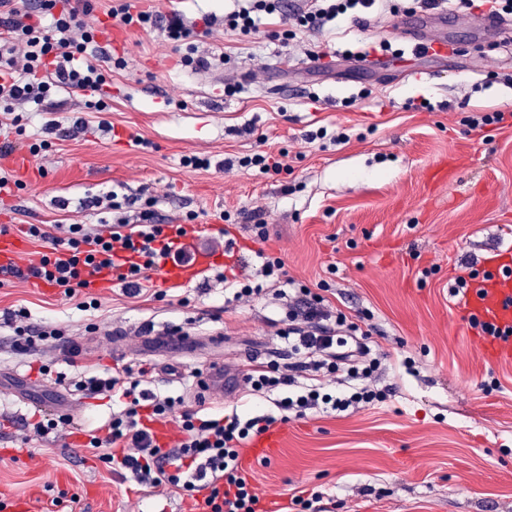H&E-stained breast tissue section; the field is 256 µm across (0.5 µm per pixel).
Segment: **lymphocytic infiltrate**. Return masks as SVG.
Returning <instances> with one entry per match:
<instances>
[{
	"label": "lymphocytic infiltrate",
	"mask_w": 512,
	"mask_h": 512,
	"mask_svg": "<svg viewBox=\"0 0 512 512\" xmlns=\"http://www.w3.org/2000/svg\"><path fill=\"white\" fill-rule=\"evenodd\" d=\"M375 6L392 13L398 10L394 0H302L282 31V40L322 33L340 17ZM279 9L280 0H240L236 10L222 17L204 16L202 22L208 31L220 25L249 37L258 32L262 16ZM91 10V0H0L1 156L16 150L15 137L22 132L15 105L42 103L62 89L81 97L86 109H106L105 66L111 57L102 48L92 54L87 51L96 38L85 22ZM106 14L127 25L159 30L174 44L194 34L179 15L138 10L132 0H116ZM83 205L99 211L98 223L23 227L26 237L47 244L48 251L22 272L11 263L0 265V287L7 278L21 275L60 288L73 298L97 281L113 279L135 297L146 290L160 263L186 265L194 259L193 249L182 242L189 232L186 226L169 230L156 223L149 210L142 211L135 224L113 218L117 204L110 191L84 200ZM249 232L257 245L253 260L236 258L225 265L220 278L228 304L262 299L270 282L279 285L278 295L286 301L287 324L277 335L288 346L290 362L252 360L243 369L252 394H276L279 417L244 419L235 412L199 415L184 408L181 398L145 389L151 369L136 360L71 381L62 374L55 378L56 384H70L84 396L108 393L121 404L104 434L89 438L88 448L111 468L129 472L138 485L181 491L188 512H271L242 468L245 445L275 422L302 419L311 412L335 416L386 397L374 386L381 359L367 344V332L345 312L331 310L325 295L288 278L282 258L263 248L269 239L266 225H251ZM6 320L14 329L16 351L50 346L67 363L81 354L62 329L33 328L26 309L7 312ZM174 415L179 418L178 438L161 441L154 427Z\"/></svg>",
	"instance_id": "1"
}]
</instances>
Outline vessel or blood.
I'll return each instance as SVG.
<instances>
[{
  "label": "vessel or blood",
  "mask_w": 512,
  "mask_h": 512,
  "mask_svg": "<svg viewBox=\"0 0 512 512\" xmlns=\"http://www.w3.org/2000/svg\"><path fill=\"white\" fill-rule=\"evenodd\" d=\"M217 265L216 257L198 255L189 265L167 263L156 273V282L163 288H180L204 281ZM465 325L485 324L494 327L495 335L481 338L485 357L492 361L512 360V258L499 253L485 259L460 303ZM195 337L184 333H154L145 335L146 347L170 346L181 350L192 349ZM223 383V366L210 364L196 378L197 396L207 401L216 398Z\"/></svg>",
  "instance_id": "obj_1"
}]
</instances>
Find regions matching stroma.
Masks as SVG:
<instances>
[{
    "mask_svg": "<svg viewBox=\"0 0 512 512\" xmlns=\"http://www.w3.org/2000/svg\"><path fill=\"white\" fill-rule=\"evenodd\" d=\"M161 13L178 11L196 23L223 15L237 0H146ZM404 13L369 11L337 22L325 37L332 48L396 39ZM468 14H455L440 38L445 50L368 66L339 57L318 61L302 44H283L282 15L264 17L258 33L241 38L216 27L177 47L156 32L110 22L122 66L108 76V108L94 112L81 98L58 92L24 103L28 159L24 187L0 199V224H94L83 200L111 190L122 216L137 222L151 209L158 223L196 219L197 250H211L209 228L231 215L234 233L249 241V225L270 231L269 249L289 277L309 288L329 284L331 304L368 331L387 356L378 388L385 401L340 416L313 414L276 423L266 458L242 465L266 502L289 505L295 490L322 493L324 512H512V361L492 362L460 324L458 277L496 251L512 246V119L471 129L469 117L512 110V41L477 37ZM217 66H182L189 50ZM238 85L234 96L225 83ZM89 129L73 134L69 117ZM59 120L45 135L48 120ZM326 127L349 140L319 149L307 132ZM149 139V151L131 138ZM265 143H258L257 135ZM49 140L30 155L28 144ZM263 150L283 154L284 168L268 175L224 159ZM186 155L210 159L195 171ZM449 168L450 180L439 171ZM68 209H59V201ZM96 309L43 290L21 277L0 288V313L26 308L31 325L68 329L84 348L75 363L50 354L16 355L11 328L0 320V512H182L179 493L137 486L85 446V431L111 417L110 397L61 392L54 374L77 376L113 366L104 343L125 336L127 356L154 364L145 386L184 398L189 374L209 353H143L141 328L192 323L197 333L224 334V372L236 377L215 408L239 407L251 416L274 413L271 399L248 396L241 369L250 351L284 359L282 300L225 306L224 284L208 278L168 291L161 300L128 297L121 285L99 288ZM188 306H180V299ZM96 331H89V324ZM411 370L399 369L401 360ZM48 365L52 378L37 368ZM64 401L84 425L43 439L33 414L53 413Z\"/></svg>",
    "mask_w": 512,
    "mask_h": 512,
    "instance_id": "1",
    "label": "stroma"
}]
</instances>
